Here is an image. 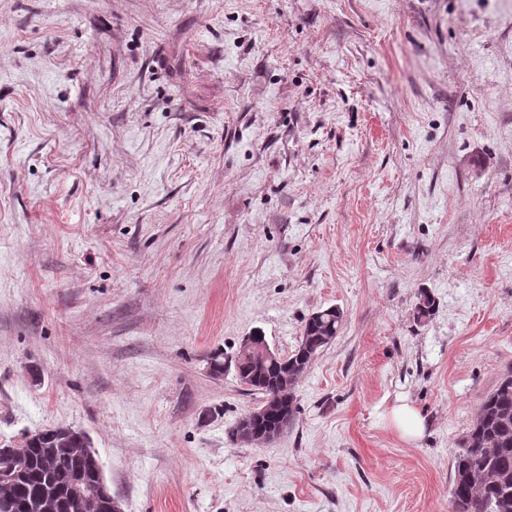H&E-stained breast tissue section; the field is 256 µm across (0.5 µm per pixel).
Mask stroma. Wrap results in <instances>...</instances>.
Segmentation results:
<instances>
[{"instance_id":"obj_1","label":"stroma","mask_w":512,"mask_h":512,"mask_svg":"<svg viewBox=\"0 0 512 512\" xmlns=\"http://www.w3.org/2000/svg\"><path fill=\"white\" fill-rule=\"evenodd\" d=\"M331 306L237 441L243 338ZM510 369L512 0H0L1 443L85 432L121 512H453ZM343 321V313L337 307L312 313L303 326L300 343L288 356H278L271 361L261 359L254 353H237L238 368L241 375L237 376L241 385L263 395L261 407L267 410L262 414L257 427L267 430L283 422L281 418V400L289 388L308 369L314 358L333 342L339 333ZM288 378V382H287ZM391 417L403 435L410 440L418 439L424 431V421L408 404L394 406ZM257 408H254L250 412H248L246 415H244L238 422V424L234 427L232 430L233 435L235 434L236 427L238 428V440L245 444H252L253 442H271L279 437V435L283 432L285 429V426H281L277 428L274 431H269L264 433L263 437L255 441L257 438V434L254 432V429L252 428L253 422L258 415Z\"/></svg>"}]
</instances>
